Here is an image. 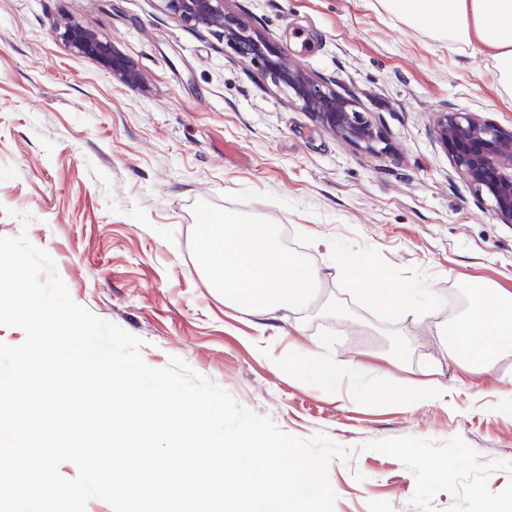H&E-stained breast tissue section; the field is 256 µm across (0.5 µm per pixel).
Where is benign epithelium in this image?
Segmentation results:
<instances>
[{"label":"benign epithelium","instance_id":"obj_1","mask_svg":"<svg viewBox=\"0 0 512 512\" xmlns=\"http://www.w3.org/2000/svg\"><path fill=\"white\" fill-rule=\"evenodd\" d=\"M166 9L196 29L223 33L225 47L237 57L262 68L288 101L308 113L336 138L371 153L389 149L384 132L356 109L351 95L314 75L284 54L258 32L224 11V0H163ZM63 40L129 85L142 83L140 73L95 32L71 25ZM435 139L445 148L454 171L480 195L492 201L495 215L512 224V128L473 112H440L434 123Z\"/></svg>","mask_w":512,"mask_h":512}]
</instances>
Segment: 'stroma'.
Returning a JSON list of instances; mask_svg holds the SVG:
<instances>
[{
	"label": "stroma",
	"instance_id": "obj_1",
	"mask_svg": "<svg viewBox=\"0 0 512 512\" xmlns=\"http://www.w3.org/2000/svg\"><path fill=\"white\" fill-rule=\"evenodd\" d=\"M224 9L349 90L389 150L336 138L163 0H0V238L44 249L75 303L143 339L149 366L180 357L283 433L349 449L328 467L333 512H512V355L474 375L437 334L466 311L468 286L512 293V226L432 137L446 111L512 126L492 61L378 0ZM69 22L110 42L142 85L65 46L56 29ZM228 210L275 222L318 271L304 318L280 312L261 329L210 288L198 227ZM367 264L444 306L382 313L349 286ZM319 343L360 375L328 387L297 370ZM387 380L448 393L410 405Z\"/></svg>",
	"mask_w": 512,
	"mask_h": 512
}]
</instances>
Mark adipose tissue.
Listing matches in <instances>:
<instances>
[{
    "label": "adipose tissue",
    "mask_w": 512,
    "mask_h": 512,
    "mask_svg": "<svg viewBox=\"0 0 512 512\" xmlns=\"http://www.w3.org/2000/svg\"><path fill=\"white\" fill-rule=\"evenodd\" d=\"M382 7L409 24L422 25L435 39L461 43L473 55L491 59L503 92L512 97V0H380ZM202 270L211 287L237 308L267 319L280 311H309L319 277L301 258L283 248L273 222L225 214L206 224L198 241ZM354 287L390 314L418 310L419 289L385 288L380 276H357ZM504 309L497 323L484 317V295L476 293L470 311L450 323H440L452 354L463 357L472 371L512 354V293L496 292Z\"/></svg>",
    "instance_id": "ef3b65f1"
}]
</instances>
